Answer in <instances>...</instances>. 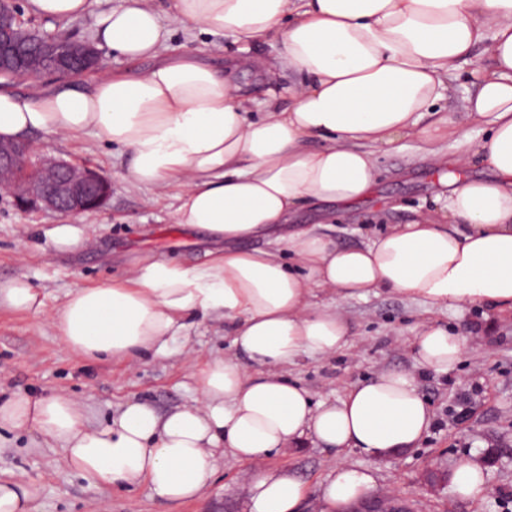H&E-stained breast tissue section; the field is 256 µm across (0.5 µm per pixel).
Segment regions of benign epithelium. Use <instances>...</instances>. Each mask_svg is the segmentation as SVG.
<instances>
[{"label":"benign epithelium","mask_w":512,"mask_h":512,"mask_svg":"<svg viewBox=\"0 0 512 512\" xmlns=\"http://www.w3.org/2000/svg\"><path fill=\"white\" fill-rule=\"evenodd\" d=\"M10 0H0V77L9 76L26 66L31 74L59 75L76 64L81 72L97 69L99 51L87 41L62 43L44 38L39 31H30L32 45L22 57L15 26L16 10L7 7ZM33 169L36 177L20 181L17 174ZM0 186L11 191L20 205L49 210L59 214H82L102 208L110 194L108 178L89 167H80L65 160L40 159L24 140H0ZM344 512H411L397 493H372L350 504Z\"/></svg>","instance_id":"7a95c632"}]
</instances>
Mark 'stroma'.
I'll list each match as a JSON object with an SVG mask.
<instances>
[{"label":"stroma","instance_id":"obj_1","mask_svg":"<svg viewBox=\"0 0 512 512\" xmlns=\"http://www.w3.org/2000/svg\"><path fill=\"white\" fill-rule=\"evenodd\" d=\"M18 2L25 26L59 28L81 41L96 39L92 18L45 19L32 12L29 0ZM184 50L200 52L216 69L224 67L222 36L173 29L162 54ZM488 64L483 48H475L460 64L458 77L449 78L440 108L459 110L466 90L474 86L471 72ZM30 143L36 156L87 165L105 175L111 194L96 212L63 215L18 208L10 194L0 192L1 279L26 275L53 309L71 286L122 276L126 259L137 252L175 255L189 263L199 256L202 233L174 224L170 199L121 179L122 160L113 158L111 148L94 135L56 139L37 132ZM419 147L415 139L402 137L377 151L374 195L335 223H321L317 206L302 208L297 223L319 228L339 245L367 241L375 230L374 219L387 225L405 223L430 206L440 189ZM58 224L85 225L91 242L57 251L50 232ZM338 310L355 331L349 345L330 357H302L290 367V376L299 379L314 400L332 401L350 384L368 380L377 371L408 372L428 399L433 422L419 447L378 464L358 450L336 454L312 440L275 456L274 465L289 467L304 484L301 512H324L320 486L342 462L356 469L374 468L377 492L399 491L414 512H512V311L480 305L457 312L430 309L382 292L340 302ZM424 320L453 329L468 327L467 352L454 370L417 372L411 341L416 325ZM230 342L223 322H209L178 337L165 354L120 363L90 362L68 350L41 317L0 311V398L17 391L72 395L87 401L101 417L132 399L164 411L190 407L198 397L197 369L229 354ZM461 458L484 465L483 496L463 499L451 487L432 489L425 484L429 467L449 468ZM62 462L61 449L29 447L27 435L16 432L6 435L0 447V479L22 474L34 482L39 489L37 512H249L246 486L252 467L246 462L225 459L206 494L177 506L161 501L145 485L133 491L108 484L88 486L79 476H62Z\"/></svg>","mask_w":512,"mask_h":512}]
</instances>
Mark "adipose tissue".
Returning a JSON list of instances; mask_svg holds the SVG:
<instances>
[{"label":"adipose tissue","instance_id":"1","mask_svg":"<svg viewBox=\"0 0 512 512\" xmlns=\"http://www.w3.org/2000/svg\"><path fill=\"white\" fill-rule=\"evenodd\" d=\"M30 2L49 19L93 16L100 46L153 64L34 97L0 89V138L93 132L129 152L124 179L173 194L174 223L204 233L205 251L192 265L135 255L123 277L72 288L50 312L27 277L0 280V310L44 316L89 360L163 354L213 320L234 352L199 368L194 406L163 413L134 400L103 421L68 395L16 392L0 400V432L62 449L66 470L90 486L145 484L170 504L199 497L229 456L253 466L250 512H299L302 482L268 462L305 439L376 461L418 447L433 412L413 375L382 372L316 402L284 369L347 347L353 330L337 304L374 290L447 310H512V0H167L162 9L119 0L95 16L90 0ZM173 25L223 35L226 70L193 52L161 55ZM273 38L282 51L270 60L257 48ZM479 45L490 64L460 116L419 127ZM242 69L259 75L262 98L238 83ZM473 126L486 132L473 149L452 158L432 149ZM410 135L439 175L430 211L365 245L296 226L303 206L367 198L377 149ZM477 165L491 178L469 177ZM411 349L418 370L445 373L467 338L424 321ZM375 482L373 470L337 467L321 488L327 512Z\"/></svg>","mask_w":512,"mask_h":512}]
</instances>
